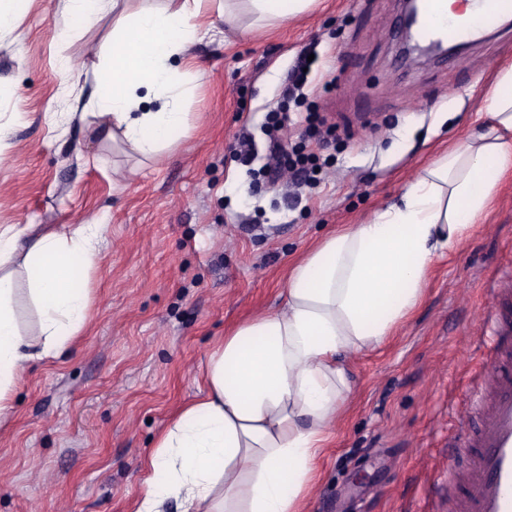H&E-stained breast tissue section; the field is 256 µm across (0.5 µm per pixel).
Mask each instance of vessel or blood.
Masks as SVG:
<instances>
[{
    "mask_svg": "<svg viewBox=\"0 0 512 512\" xmlns=\"http://www.w3.org/2000/svg\"><path fill=\"white\" fill-rule=\"evenodd\" d=\"M484 7L465 24L437 23L424 14L416 40L447 38L466 41L495 26L512 13V0H483ZM482 401L479 417L460 410L456 418L457 444L449 458L465 454L466 465L448 495V512H512V324L502 323L488 341L472 380Z\"/></svg>",
    "mask_w": 512,
    "mask_h": 512,
    "instance_id": "1",
    "label": "vessel or blood"
}]
</instances>
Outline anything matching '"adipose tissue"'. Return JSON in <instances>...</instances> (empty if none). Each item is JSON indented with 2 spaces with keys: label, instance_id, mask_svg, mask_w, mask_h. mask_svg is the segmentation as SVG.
<instances>
[{
  "label": "adipose tissue",
  "instance_id": "ef3b65f1",
  "mask_svg": "<svg viewBox=\"0 0 512 512\" xmlns=\"http://www.w3.org/2000/svg\"><path fill=\"white\" fill-rule=\"evenodd\" d=\"M64 0L71 30L117 19L92 67L96 92L84 105L101 136L122 133L148 157L185 124L193 86L172 67L208 30L203 0ZM150 111H142V104ZM487 132L468 136L423 168L399 203L366 224H346L288 270L279 311L225 334L203 368L204 393L160 434L137 512H304L318 459L353 393L350 356L388 342L421 302L436 257L458 246L512 173V66L487 96ZM97 224L39 232L0 225V417L29 362L58 357L82 330L83 287L99 266ZM25 275L38 317L22 329L14 308Z\"/></svg>",
  "mask_w": 512,
  "mask_h": 512
}]
</instances>
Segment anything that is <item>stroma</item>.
Returning <instances> with one entry per match:
<instances>
[{
	"label": "stroma",
	"mask_w": 512,
	"mask_h": 512,
	"mask_svg": "<svg viewBox=\"0 0 512 512\" xmlns=\"http://www.w3.org/2000/svg\"><path fill=\"white\" fill-rule=\"evenodd\" d=\"M16 7L17 33L0 34V225L61 232L94 220L106 247L85 283L86 326L58 358L29 364L0 421V512H136L143 462L202 394L216 342L279 308L292 262L339 225L371 220L467 134L512 64V26L447 62L399 70L398 0H318L260 30L210 10L214 37L185 52L203 75L186 127L147 159L72 117L96 90L91 64L112 17L65 42L63 0ZM308 53L305 96L286 98ZM274 109L287 112L293 146L320 157L315 185L262 177ZM55 112L67 115L57 127ZM510 276L512 175L472 236L435 263L397 334L351 357L355 395L307 512H448L454 413L480 410L467 387L490 290Z\"/></svg>",
	"instance_id": "obj_1"
}]
</instances>
